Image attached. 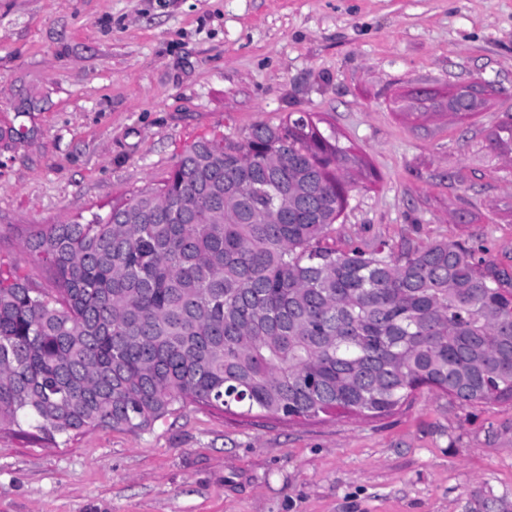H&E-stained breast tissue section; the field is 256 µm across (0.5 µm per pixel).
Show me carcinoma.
I'll use <instances>...</instances> for the list:
<instances>
[{"instance_id": "cac0c4a2", "label": "carcinoma", "mask_w": 512, "mask_h": 512, "mask_svg": "<svg viewBox=\"0 0 512 512\" xmlns=\"http://www.w3.org/2000/svg\"><path fill=\"white\" fill-rule=\"evenodd\" d=\"M490 142L512 157V122ZM356 163L308 113L186 149L157 188L26 242L56 294L0 269V429L53 444L187 402L378 417L421 387L512 399V278L458 244L336 253Z\"/></svg>"}]
</instances>
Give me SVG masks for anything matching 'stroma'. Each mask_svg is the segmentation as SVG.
Returning <instances> with one entry per match:
<instances>
[{"label": "stroma", "instance_id": "35a3bbf8", "mask_svg": "<svg viewBox=\"0 0 512 512\" xmlns=\"http://www.w3.org/2000/svg\"><path fill=\"white\" fill-rule=\"evenodd\" d=\"M469 82L484 106L449 121ZM292 112L364 163L323 246L460 243L512 274V166L489 146L512 117V0H0V264L53 290L33 230ZM0 512H512V400L424 388L383 418L296 420L188 403L56 447L1 430Z\"/></svg>", "mask_w": 512, "mask_h": 512}]
</instances>
